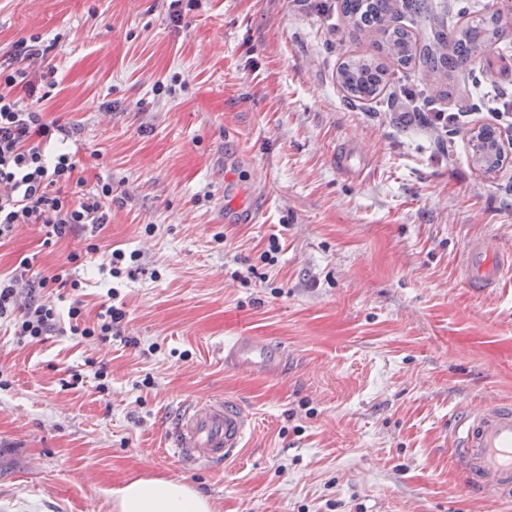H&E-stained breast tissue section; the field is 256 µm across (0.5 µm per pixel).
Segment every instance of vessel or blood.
Listing matches in <instances>:
<instances>
[{"label":"vessel or blood","instance_id":"1","mask_svg":"<svg viewBox=\"0 0 512 512\" xmlns=\"http://www.w3.org/2000/svg\"><path fill=\"white\" fill-rule=\"evenodd\" d=\"M335 161L337 169L357 179L367 169L364 158L346 143L337 146ZM262 217L247 203L233 204L224 213L229 224H256ZM463 275L478 293L500 287L512 279V253L497 251L490 241L472 243ZM224 363L275 375L284 366V356L261 339L242 336L225 346ZM251 428L250 415L235 402L201 399L169 420L168 454L187 470L225 463L241 453ZM451 434L462 491L481 499L512 500V401L495 399L462 411L452 422Z\"/></svg>","mask_w":512,"mask_h":512}]
</instances>
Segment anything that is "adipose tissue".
<instances>
[{
  "mask_svg": "<svg viewBox=\"0 0 512 512\" xmlns=\"http://www.w3.org/2000/svg\"><path fill=\"white\" fill-rule=\"evenodd\" d=\"M117 512H213L209 498L175 479L137 477L116 491Z\"/></svg>",
  "mask_w": 512,
  "mask_h": 512,
  "instance_id": "1",
  "label": "adipose tissue"
}]
</instances>
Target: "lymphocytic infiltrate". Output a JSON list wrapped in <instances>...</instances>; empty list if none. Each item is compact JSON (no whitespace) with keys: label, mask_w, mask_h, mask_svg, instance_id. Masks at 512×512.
I'll list each match as a JSON object with an SVG mask.
<instances>
[{"label":"lymphocytic infiltrate","mask_w":512,"mask_h":512,"mask_svg":"<svg viewBox=\"0 0 512 512\" xmlns=\"http://www.w3.org/2000/svg\"><path fill=\"white\" fill-rule=\"evenodd\" d=\"M38 49L26 50L17 66H0V240L11 237L25 224L40 225L46 238H61L81 227L98 230L109 221L111 182L86 186L77 171L75 152L67 149L69 132L47 121L41 106L30 101L34 82L28 63ZM67 271L49 276L34 274L29 260H20L12 273L0 276V320H9L15 336L38 341L68 329L71 335L107 341L120 334L126 317L120 293L109 288L94 320H85L82 302L59 315L38 291L64 288ZM28 301H21V290Z\"/></svg>","instance_id":"obj_1"}]
</instances>
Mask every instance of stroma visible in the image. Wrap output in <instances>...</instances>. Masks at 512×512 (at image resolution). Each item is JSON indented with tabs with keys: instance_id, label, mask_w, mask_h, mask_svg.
Returning a JSON list of instances; mask_svg holds the SVG:
<instances>
[{
	"instance_id": "obj_1",
	"label": "stroma",
	"mask_w": 512,
	"mask_h": 512,
	"mask_svg": "<svg viewBox=\"0 0 512 512\" xmlns=\"http://www.w3.org/2000/svg\"><path fill=\"white\" fill-rule=\"evenodd\" d=\"M328 4L196 0L177 22L171 0H0V62L41 36L45 117L87 185L112 184L98 253L29 224L0 241V272L66 269L80 287L59 313L79 299L95 317L112 287L127 312L106 342H23L0 323V512H114L113 489L141 475L215 512H512L459 491L448 428L512 399V281H461L467 244L512 251V163L476 170L465 138L490 108L512 112V70L493 98L442 102L462 116L437 145L402 121L413 101L347 104L337 66L369 44ZM350 140L372 162L361 180L334 163ZM228 170L264 223H225ZM115 248L140 251L131 276L103 267ZM240 336L284 352L285 375L226 369ZM198 397L236 401L253 426L237 459L184 471L166 425Z\"/></svg>"
}]
</instances>
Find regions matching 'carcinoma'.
Masks as SVG:
<instances>
[{
	"label": "carcinoma",
	"instance_id": "cac0c4a2",
	"mask_svg": "<svg viewBox=\"0 0 512 512\" xmlns=\"http://www.w3.org/2000/svg\"><path fill=\"white\" fill-rule=\"evenodd\" d=\"M340 11L349 34L370 46L368 53L349 56L337 68L338 83L350 103L380 98L395 83L393 65L420 71L425 102L453 97L467 102L474 88L451 78L476 68L494 77L497 66L487 56L488 48L512 37L500 23L501 14L512 11V0H500L496 10L452 29L433 14L427 0H341ZM480 134L482 144L472 152V163L489 173L503 162L498 133L483 124Z\"/></svg>",
	"mask_w": 512,
	"mask_h": 512
}]
</instances>
